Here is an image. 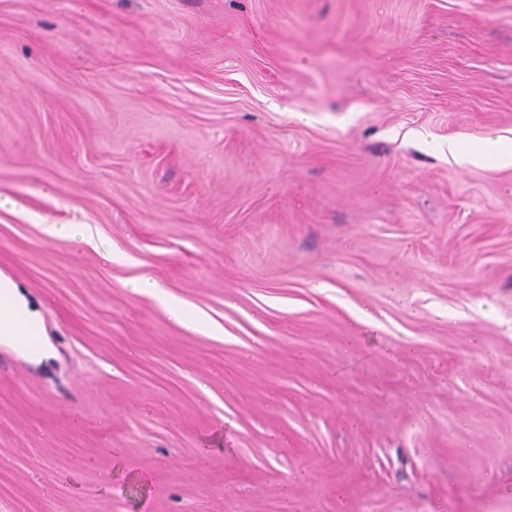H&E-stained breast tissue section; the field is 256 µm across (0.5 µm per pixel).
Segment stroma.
I'll list each match as a JSON object with an SVG mask.
<instances>
[{
    "instance_id": "obj_1",
    "label": "stroma",
    "mask_w": 512,
    "mask_h": 512,
    "mask_svg": "<svg viewBox=\"0 0 512 512\" xmlns=\"http://www.w3.org/2000/svg\"><path fill=\"white\" fill-rule=\"evenodd\" d=\"M495 139L512 0H0V512H512ZM3 288L8 289L12 293L17 313L15 322L12 324L2 326L0 323V336H6L9 339H14L15 336H38L44 346L43 336L45 334L39 310L29 304L14 281L0 272V290Z\"/></svg>"
}]
</instances>
